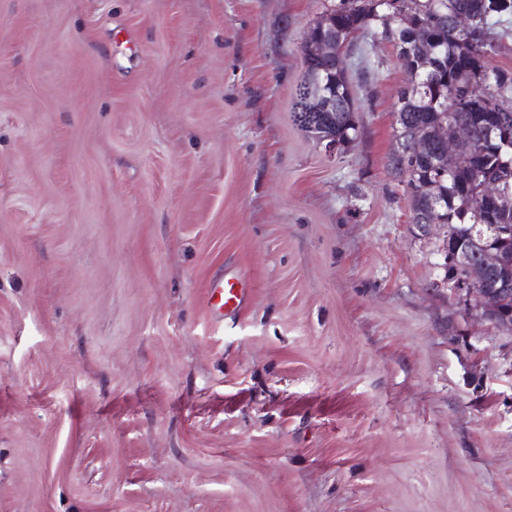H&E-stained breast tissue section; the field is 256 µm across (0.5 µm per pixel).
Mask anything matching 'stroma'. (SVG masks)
<instances>
[{
  "label": "stroma",
  "instance_id": "stroma-1",
  "mask_svg": "<svg viewBox=\"0 0 512 512\" xmlns=\"http://www.w3.org/2000/svg\"><path fill=\"white\" fill-rule=\"evenodd\" d=\"M326 4L0 0V512H512V332L435 285L393 46L343 152L289 118ZM247 301V292L238 280L220 279L209 288L208 303L214 313L239 310Z\"/></svg>",
  "mask_w": 512,
  "mask_h": 512
}]
</instances>
